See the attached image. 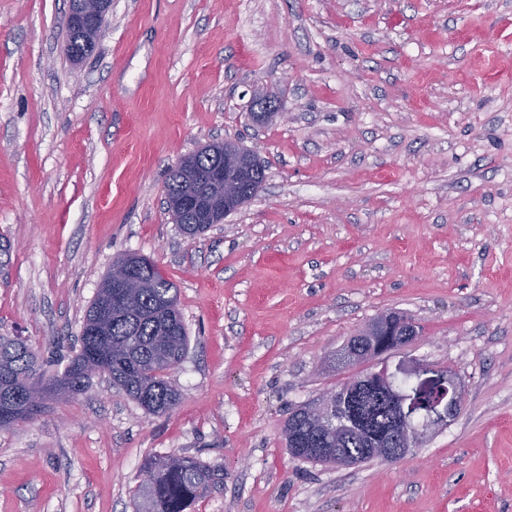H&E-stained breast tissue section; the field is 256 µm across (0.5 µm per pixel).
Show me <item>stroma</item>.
Masks as SVG:
<instances>
[{
    "mask_svg": "<svg viewBox=\"0 0 512 512\" xmlns=\"http://www.w3.org/2000/svg\"><path fill=\"white\" fill-rule=\"evenodd\" d=\"M67 0H0V336L63 370L113 259H151L189 336L181 400L105 374L0 431V512H135L151 457L224 471L190 512H512V0H112L66 52ZM283 117L258 124L255 88ZM224 140L266 168L201 235L172 166ZM389 311L465 393L402 461L292 457L290 410Z\"/></svg>",
    "mask_w": 512,
    "mask_h": 512,
    "instance_id": "35a3bbf8",
    "label": "stroma"
}]
</instances>
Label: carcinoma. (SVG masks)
I'll list each match as a JSON object with an SVG mask.
<instances>
[{
    "label": "carcinoma",
    "mask_w": 512,
    "mask_h": 512,
    "mask_svg": "<svg viewBox=\"0 0 512 512\" xmlns=\"http://www.w3.org/2000/svg\"><path fill=\"white\" fill-rule=\"evenodd\" d=\"M68 51L72 58L81 59L92 52L94 45L87 43L80 29L68 28ZM191 183L179 168L168 174L166 197L169 211L181 232L189 237L210 228L196 223L193 214L179 209V201L190 189ZM138 260L142 274L149 283L138 288L135 300L139 314H115L108 325V336L100 341L97 364L107 369L114 385L123 389L152 414H164L173 409L180 391L170 374L175 370L188 348L189 336L178 306L177 288L167 280L157 266L138 254H125L115 263ZM100 287L89 305L80 336V348L63 372L45 377L41 372L37 354L23 341L0 336V373L8 374L14 387L22 392L35 390L47 398L61 384H68L80 394L85 391L89 377L83 369L90 362L87 353L93 348L92 336L97 307L104 298ZM346 410L364 422L368 433L346 432L341 439L328 438L306 418L299 409L284 423L282 439L285 448L298 440L317 438L316 447L329 450L323 464L336 463V457L362 459L371 447L370 436L392 428L393 410L380 388L371 381L362 383L345 401ZM141 470L151 471L154 480L139 485L136 512H188L195 501L207 497L224 485V472L189 456L171 455L152 457L142 464Z\"/></svg>",
    "instance_id": "carcinoma-1"
}]
</instances>
